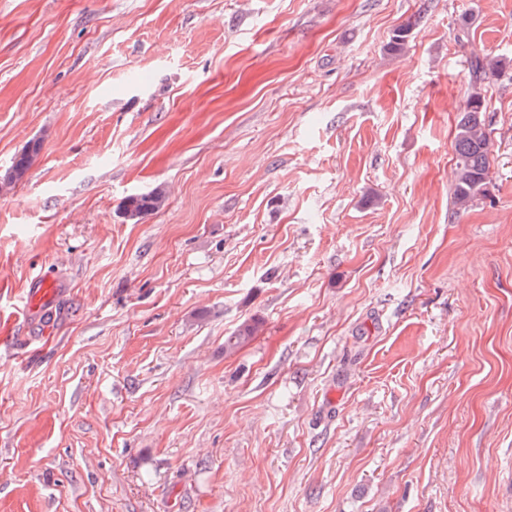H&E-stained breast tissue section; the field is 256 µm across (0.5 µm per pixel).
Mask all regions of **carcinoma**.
<instances>
[{
	"instance_id": "obj_1",
	"label": "carcinoma",
	"mask_w": 512,
	"mask_h": 512,
	"mask_svg": "<svg viewBox=\"0 0 512 512\" xmlns=\"http://www.w3.org/2000/svg\"><path fill=\"white\" fill-rule=\"evenodd\" d=\"M413 28L408 23L394 31L389 48L399 51L406 45ZM502 68V61L493 56L476 58L471 69L476 82L497 74ZM485 106L480 93L471 94L460 113L453 142L456 164L452 178V195L454 206L459 210L470 207L474 199L486 193L490 167L491 143L485 120ZM41 150V142L30 143L18 154L11 169L27 173L34 158ZM165 201L164 190L160 187L145 194L129 197L124 205V212L132 213V218H139L158 210ZM261 329V321L254 319L245 322L224 338V351L233 353L251 341Z\"/></svg>"
}]
</instances>
